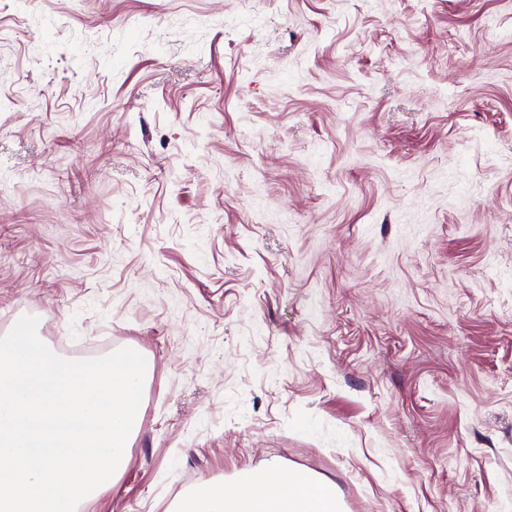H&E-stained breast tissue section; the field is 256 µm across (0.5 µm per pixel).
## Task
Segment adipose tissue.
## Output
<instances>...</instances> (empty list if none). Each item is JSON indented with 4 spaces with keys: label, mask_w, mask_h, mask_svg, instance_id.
Returning a JSON list of instances; mask_svg holds the SVG:
<instances>
[{
    "label": "adipose tissue",
    "mask_w": 512,
    "mask_h": 512,
    "mask_svg": "<svg viewBox=\"0 0 512 512\" xmlns=\"http://www.w3.org/2000/svg\"><path fill=\"white\" fill-rule=\"evenodd\" d=\"M173 512H342L334 487L276 461L207 482L183 495Z\"/></svg>",
    "instance_id": "ef3b65f1"
}]
</instances>
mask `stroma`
Listing matches in <instances>:
<instances>
[{
    "label": "stroma",
    "instance_id": "35a3bbf8",
    "mask_svg": "<svg viewBox=\"0 0 512 512\" xmlns=\"http://www.w3.org/2000/svg\"><path fill=\"white\" fill-rule=\"evenodd\" d=\"M153 363L118 484L276 460L512 512V0H0V336Z\"/></svg>",
    "mask_w": 512,
    "mask_h": 512
}]
</instances>
